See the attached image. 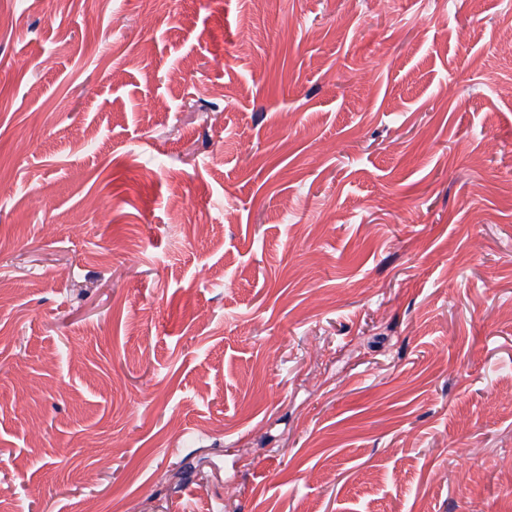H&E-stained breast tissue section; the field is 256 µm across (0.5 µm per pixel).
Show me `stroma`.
<instances>
[{
    "mask_svg": "<svg viewBox=\"0 0 512 512\" xmlns=\"http://www.w3.org/2000/svg\"><path fill=\"white\" fill-rule=\"evenodd\" d=\"M510 38L0 0V512H512Z\"/></svg>",
    "mask_w": 512,
    "mask_h": 512,
    "instance_id": "obj_1",
    "label": "stroma"
}]
</instances>
